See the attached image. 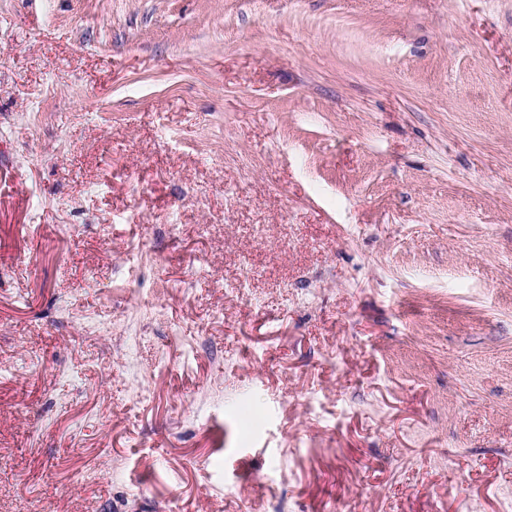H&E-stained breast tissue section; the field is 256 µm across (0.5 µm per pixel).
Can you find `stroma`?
<instances>
[{
	"label": "stroma",
	"instance_id": "stroma-1",
	"mask_svg": "<svg viewBox=\"0 0 512 512\" xmlns=\"http://www.w3.org/2000/svg\"><path fill=\"white\" fill-rule=\"evenodd\" d=\"M273 501L512 512V0H0V512Z\"/></svg>",
	"mask_w": 512,
	"mask_h": 512
}]
</instances>
